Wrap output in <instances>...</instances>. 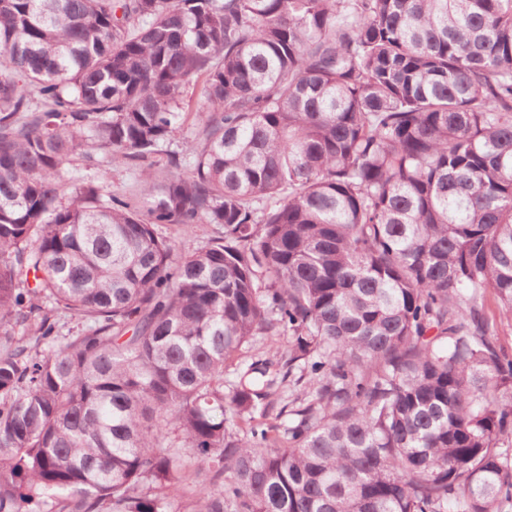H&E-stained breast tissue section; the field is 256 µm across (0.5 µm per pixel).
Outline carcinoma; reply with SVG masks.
<instances>
[{
  "label": "carcinoma",
  "instance_id": "carcinoma-1",
  "mask_svg": "<svg viewBox=\"0 0 512 512\" xmlns=\"http://www.w3.org/2000/svg\"><path fill=\"white\" fill-rule=\"evenodd\" d=\"M490 297L512 0H0V512H506ZM199 87L190 89L188 99L191 98L193 111L191 112L184 129L177 135L176 139L170 144L162 147L163 150H172L181 152L183 149V142L186 140L199 141L201 137V129L205 121V112H195L197 102L199 101ZM140 169H142L140 165L131 163L109 167L106 173H103L100 181L109 191H112L113 195L122 199L140 198L144 194ZM221 231L216 224H198L189 232L183 231L176 225L161 224L158 226V232L164 237L175 239L179 250L183 253L191 252L210 238L220 236ZM287 341L283 336H253L242 348V357L246 363L265 358L270 348L284 345Z\"/></svg>",
  "mask_w": 512,
  "mask_h": 512
}]
</instances>
